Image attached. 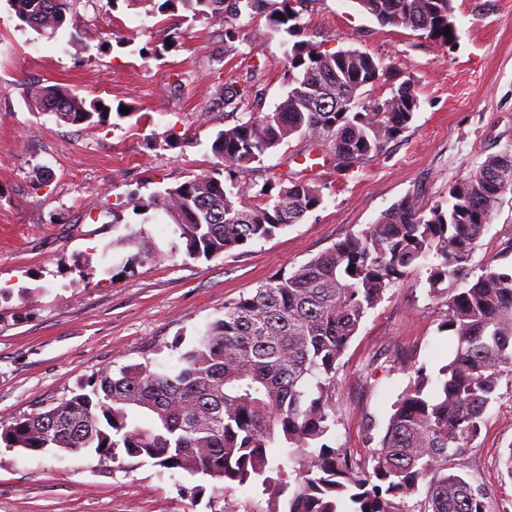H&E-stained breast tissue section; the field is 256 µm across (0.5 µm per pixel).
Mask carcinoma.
<instances>
[{
	"mask_svg": "<svg viewBox=\"0 0 512 512\" xmlns=\"http://www.w3.org/2000/svg\"><path fill=\"white\" fill-rule=\"evenodd\" d=\"M17 18L54 36L74 23L69 0H9ZM164 14L178 6L196 19L221 21L228 43L234 21L263 13L295 36L306 0H151ZM382 24L420 31L442 46L458 38L453 0H356ZM450 34H444L445 28ZM260 63L224 84L233 112L262 99ZM386 83L389 94L365 92ZM288 87L274 111L219 131L210 145L216 169L148 198L131 197L138 215L160 210L178 241L160 250L144 227L126 225L112 249L132 248L123 267L173 259L185 248L210 260L300 223L325 201L326 185L302 177L242 183L238 173L297 137L322 148L347 175L397 138L418 109L410 80L357 49L325 53L300 40L288 52ZM36 109L59 123H110L125 115L67 87L35 88ZM512 192V149L486 157L473 176L448 187V204L424 209L408 194L377 221L348 235L289 274L280 273L224 305V315L178 353L173 372L150 360L100 371L48 409L0 430V444L25 454L54 448L91 451L99 461L149 460L190 477H209L224 492L249 487L261 512H493L488 493L451 471L479 437L500 379L512 377V265L462 275L502 197ZM440 260L430 292L444 308L440 329L455 341L437 378L413 370L368 457L326 442L336 424L341 358L368 310L407 269ZM463 288H443L448 278ZM315 380L316 394L307 390ZM416 499L413 506L408 501Z\"/></svg>",
	"mask_w": 512,
	"mask_h": 512,
	"instance_id": "carcinoma-1",
	"label": "carcinoma"
}]
</instances>
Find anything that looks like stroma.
I'll list each match as a JSON object with an SVG mask.
<instances>
[{
  "instance_id": "stroma-1",
  "label": "stroma",
  "mask_w": 512,
  "mask_h": 512,
  "mask_svg": "<svg viewBox=\"0 0 512 512\" xmlns=\"http://www.w3.org/2000/svg\"><path fill=\"white\" fill-rule=\"evenodd\" d=\"M455 45L441 46L409 29L380 24L355 0H308L302 39L325 53L356 49L410 79L419 101L412 121L383 152L349 176L306 169L319 148L292 139L243 173L312 176L325 202L303 221L210 259L149 262L120 270L112 241L127 225H144L160 246L172 241L161 218L144 221L126 207L212 169L210 151L224 127L218 89L261 62V112L287 91L294 39L266 16L245 14L224 49L222 22L154 12L150 0H71L75 28L54 38L21 23L0 0V428L70 397L103 368L151 359L170 368L176 339L191 342L224 305L260 282L317 256L375 223L405 195L424 207L448 200V187L512 146V0H453ZM176 47L167 42L173 31ZM159 55L142 58V47ZM63 85L86 99L134 107L105 127L57 123L36 111L27 92ZM181 141L170 148L166 137ZM512 244V193L494 211L468 268L501 258ZM96 272L83 279L76 256ZM435 259L409 270L363 318L336 377V423L329 442L368 456L414 367L430 375L450 360L455 342L441 332L443 310L430 294ZM39 289L29 299L30 289ZM512 448V379H502L472 449L456 472L485 489L495 512H512V479L502 456ZM196 481L176 470L120 457L53 449L28 455L0 444V512H257L258 496L235 488L193 495Z\"/></svg>"
}]
</instances>
